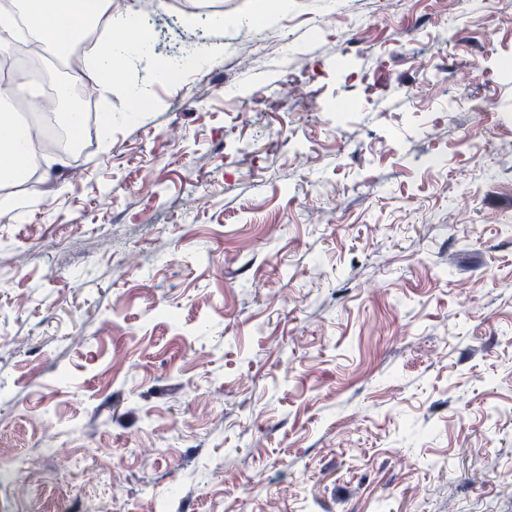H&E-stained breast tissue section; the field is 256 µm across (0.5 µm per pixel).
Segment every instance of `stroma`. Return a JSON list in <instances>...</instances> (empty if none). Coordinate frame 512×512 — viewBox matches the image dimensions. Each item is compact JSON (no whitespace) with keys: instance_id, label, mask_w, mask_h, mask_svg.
<instances>
[{"instance_id":"35a3bbf8","label":"stroma","mask_w":512,"mask_h":512,"mask_svg":"<svg viewBox=\"0 0 512 512\" xmlns=\"http://www.w3.org/2000/svg\"><path fill=\"white\" fill-rule=\"evenodd\" d=\"M265 2L0 188V512H512V6Z\"/></svg>"}]
</instances>
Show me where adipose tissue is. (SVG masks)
I'll return each mask as SVG.
<instances>
[{
	"label": "adipose tissue",
	"instance_id": "adipose-tissue-1",
	"mask_svg": "<svg viewBox=\"0 0 512 512\" xmlns=\"http://www.w3.org/2000/svg\"><path fill=\"white\" fill-rule=\"evenodd\" d=\"M112 0H16L13 9L0 7V56H9L19 36L14 14L29 18L27 37L46 51L62 54L64 45L58 36L60 22H67L71 41H81L89 29L104 24L109 32L93 58L96 73L115 74L134 60L135 52L148 48L152 34L137 15L115 12ZM40 157L39 147L30 131L20 125L15 110L0 113V171L20 169Z\"/></svg>",
	"mask_w": 512,
	"mask_h": 512
}]
</instances>
